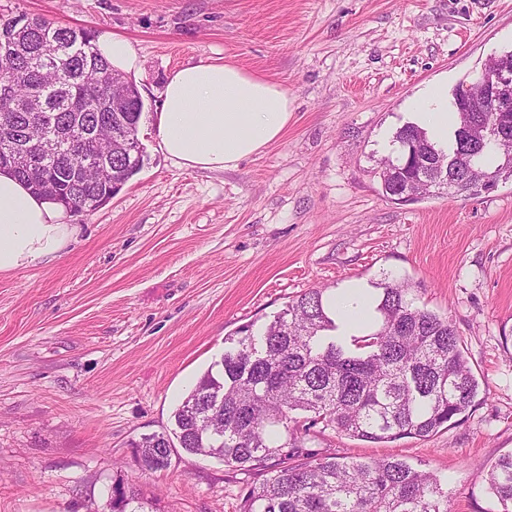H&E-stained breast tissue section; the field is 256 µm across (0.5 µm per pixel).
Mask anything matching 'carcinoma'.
Wrapping results in <instances>:
<instances>
[{
    "instance_id": "carcinoma-1",
    "label": "carcinoma",
    "mask_w": 512,
    "mask_h": 512,
    "mask_svg": "<svg viewBox=\"0 0 512 512\" xmlns=\"http://www.w3.org/2000/svg\"><path fill=\"white\" fill-rule=\"evenodd\" d=\"M0 34L16 46L12 95L0 94V122L22 130L27 116L21 102L38 96L46 124L67 133L54 157L31 165L0 152V169L67 209H97L143 159L114 150L110 174L98 183L79 181L77 166L95 159L96 142L111 140L114 131L138 134L143 100L112 110V67L96 51L91 29L1 12ZM458 118L446 148L414 123L395 131V149L374 171L384 195L393 199L399 188L418 197L436 194L441 182L432 156L445 150L455 155L448 166L453 197H467L484 178L512 179V145L484 132L477 113ZM375 288L377 320L361 335H336L324 291L311 289L264 328L255 332L247 325L225 339L224 356L175 410L172 434L132 443L136 464L145 471L167 469L177 443L233 472L265 469L269 477L248 493L241 512H448V490L436 475L402 459L299 455L319 424L380 444L435 435L475 405L479 383L452 319L419 306L404 280L386 277ZM486 482L502 512H512V453L488 468ZM112 512H146L145 503L118 481Z\"/></svg>"
}]
</instances>
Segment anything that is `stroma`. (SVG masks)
Listing matches in <instances>:
<instances>
[{"label":"stroma","mask_w":512,"mask_h":512,"mask_svg":"<svg viewBox=\"0 0 512 512\" xmlns=\"http://www.w3.org/2000/svg\"><path fill=\"white\" fill-rule=\"evenodd\" d=\"M128 39L143 166L97 210L69 211L61 255L0 274V512H112V484L153 512H239L263 470L175 448L141 470L132 444L295 296L408 281L449 316L479 381L463 420L372 444L312 432L309 452L432 469L450 512H501L486 467L512 452V182L472 198H386L372 170L411 100L451 91L512 50V0H0ZM225 59L287 89L282 137L224 170L158 149L161 90Z\"/></svg>","instance_id":"stroma-1"}]
</instances>
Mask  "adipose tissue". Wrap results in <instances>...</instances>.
I'll return each instance as SVG.
<instances>
[{
	"instance_id": "adipose-tissue-1",
	"label": "adipose tissue",
	"mask_w": 512,
	"mask_h": 512,
	"mask_svg": "<svg viewBox=\"0 0 512 512\" xmlns=\"http://www.w3.org/2000/svg\"><path fill=\"white\" fill-rule=\"evenodd\" d=\"M161 98L159 148L178 166L191 169L223 170L263 153L281 137L291 116L285 88L229 61L177 69ZM411 108L431 140L446 145L455 121L447 94L427 88ZM69 234L61 204L33 194L11 172L0 171V273L55 256ZM328 304L338 308L351 334L373 315L367 293L359 288L339 291Z\"/></svg>"
}]
</instances>
